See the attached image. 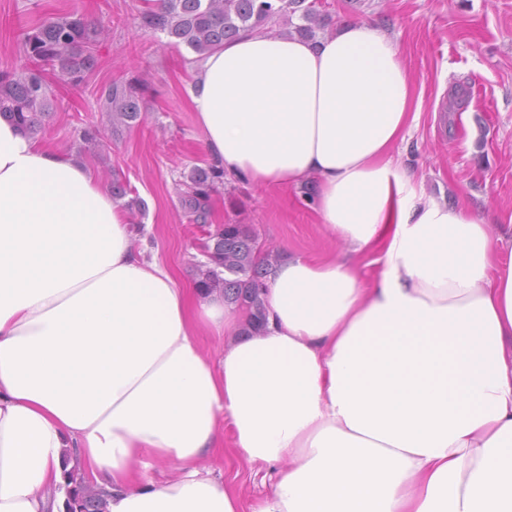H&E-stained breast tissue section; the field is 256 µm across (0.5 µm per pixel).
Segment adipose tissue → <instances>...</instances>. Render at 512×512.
I'll return each instance as SVG.
<instances>
[{
  "mask_svg": "<svg viewBox=\"0 0 512 512\" xmlns=\"http://www.w3.org/2000/svg\"><path fill=\"white\" fill-rule=\"evenodd\" d=\"M193 74L210 163L315 178L346 251L281 260L242 333L222 295L142 257L82 156L0 118V512H65L76 466L107 512H240L204 456L228 432L270 469L257 512H512V237L395 165L414 104L397 42L358 20L245 32Z\"/></svg>",
  "mask_w": 512,
  "mask_h": 512,
  "instance_id": "ef3b65f1",
  "label": "adipose tissue"
}]
</instances>
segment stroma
Here are the masks:
<instances>
[{"instance_id": "35a3bbf8", "label": "stroma", "mask_w": 512, "mask_h": 512, "mask_svg": "<svg viewBox=\"0 0 512 512\" xmlns=\"http://www.w3.org/2000/svg\"><path fill=\"white\" fill-rule=\"evenodd\" d=\"M334 21L363 20L398 42L414 83L416 116L393 161L425 190L451 204L494 215L512 230V0H321ZM148 0H0V71L24 60L15 48L21 28L80 10L100 22L107 36L96 45L99 66L77 86L48 76L52 115L42 142L70 149L80 128L108 132L110 147H87L84 158L102 184L127 182L146 203L139 215L137 249L157 257L184 282H192L203 239L184 216L177 184L184 172L204 164L202 131L192 112L188 87L192 52L167 35L135 21ZM145 85L141 119L112 127L101 112L102 89L119 78ZM314 179L297 186H266L225 180L214 200L217 224H248L262 249L324 259L340 251L313 211ZM220 479L253 512L270 491L266 467L245 461L224 440L211 453Z\"/></svg>"}]
</instances>
